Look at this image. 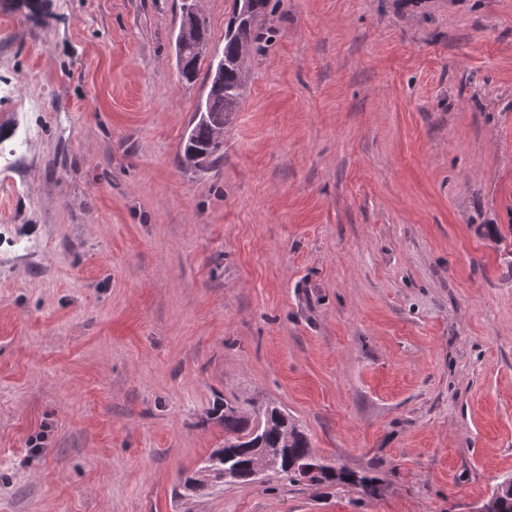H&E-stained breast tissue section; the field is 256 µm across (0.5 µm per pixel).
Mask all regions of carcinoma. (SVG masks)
Wrapping results in <instances>:
<instances>
[{"mask_svg":"<svg viewBox=\"0 0 512 512\" xmlns=\"http://www.w3.org/2000/svg\"><path fill=\"white\" fill-rule=\"evenodd\" d=\"M269 7V0H233L232 16L224 29V73L211 78L204 105L189 123L183 140L182 163L204 170L224 159V125L237 111L244 87L248 50L257 43V20ZM214 416L224 427V447L214 450L194 475L185 479L183 488L200 492L209 486L224 485V466L236 470L233 483L253 481L249 463L255 450L267 452L277 459L273 476L293 483L301 476L298 466L313 456L308 435L288 420V414L276 406H258L243 410L228 402H219ZM317 483L349 481L363 491L373 490V479L355 477L343 472L310 476Z\"/></svg>","mask_w":512,"mask_h":512,"instance_id":"obj_1","label":"carcinoma"}]
</instances>
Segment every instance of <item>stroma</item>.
<instances>
[{
    "instance_id": "obj_1",
    "label": "stroma",
    "mask_w": 512,
    "mask_h": 512,
    "mask_svg": "<svg viewBox=\"0 0 512 512\" xmlns=\"http://www.w3.org/2000/svg\"><path fill=\"white\" fill-rule=\"evenodd\" d=\"M180 23L0 5V512H478L512 479V0H270L205 171ZM220 400L374 492L181 495Z\"/></svg>"
}]
</instances>
